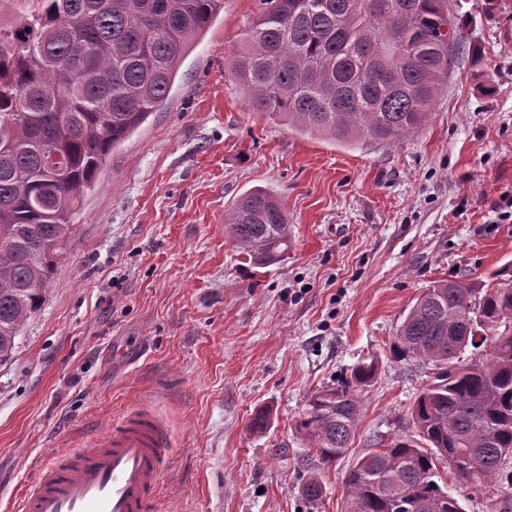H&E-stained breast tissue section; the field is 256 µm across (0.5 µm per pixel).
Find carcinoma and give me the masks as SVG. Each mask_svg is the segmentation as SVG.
<instances>
[{
    "instance_id": "carcinoma-1",
    "label": "carcinoma",
    "mask_w": 512,
    "mask_h": 512,
    "mask_svg": "<svg viewBox=\"0 0 512 512\" xmlns=\"http://www.w3.org/2000/svg\"><path fill=\"white\" fill-rule=\"evenodd\" d=\"M0 28V361L46 301L84 192L117 145L168 99L179 63L222 0H36ZM455 0H260L232 50L254 112L340 143L395 144L420 130L462 43L469 15ZM59 155L46 167L45 153ZM227 234L258 265L288 250V213L273 193L241 194ZM490 360L464 363L468 346ZM396 361L434 374L412 424L430 443L393 438L361 457L344 480L348 512H464L441 469L482 486L512 487V280L479 294L457 278L416 299L389 346ZM376 374L359 364L311 395L297 420L324 463L349 449L362 393ZM315 475L302 497L317 508Z\"/></svg>"
}]
</instances>
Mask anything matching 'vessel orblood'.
Returning <instances> with one entry per match:
<instances>
[{
	"label": "vessel or blood",
	"instance_id": "vessel-or-blood-1",
	"mask_svg": "<svg viewBox=\"0 0 512 512\" xmlns=\"http://www.w3.org/2000/svg\"><path fill=\"white\" fill-rule=\"evenodd\" d=\"M169 446L165 422L146 405L133 406L86 447L42 463L21 512H155Z\"/></svg>",
	"mask_w": 512,
	"mask_h": 512
}]
</instances>
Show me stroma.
<instances>
[{"label": "stroma", "mask_w": 512, "mask_h": 512, "mask_svg": "<svg viewBox=\"0 0 512 512\" xmlns=\"http://www.w3.org/2000/svg\"><path fill=\"white\" fill-rule=\"evenodd\" d=\"M460 5L466 48L428 122L385 145L250 111L228 57L260 3L224 0L168 100L109 155L44 305L0 362V512H17L53 449L138 403L170 435L158 512H308L312 473L318 512H343L344 476L377 439L418 440L410 412L430 374L388 352L404 315L434 281L512 270V0ZM256 187L289 219L267 267L224 231ZM119 345L135 358L122 372ZM368 362L350 449L321 463L296 421Z\"/></svg>", "instance_id": "1"}]
</instances>
